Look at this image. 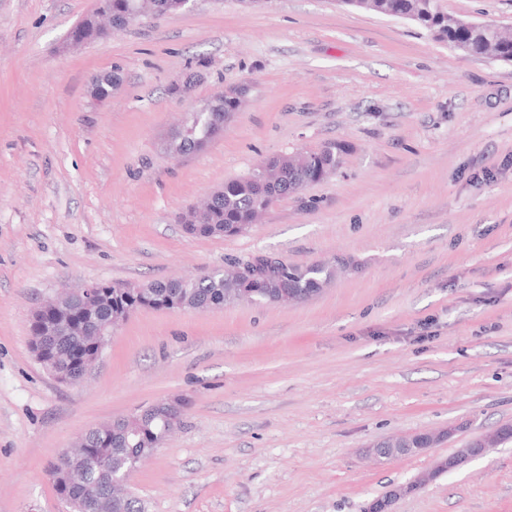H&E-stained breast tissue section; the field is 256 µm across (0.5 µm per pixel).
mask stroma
Listing matches in <instances>:
<instances>
[{"instance_id":"stroma-1","label":"stroma","mask_w":512,"mask_h":512,"mask_svg":"<svg viewBox=\"0 0 512 512\" xmlns=\"http://www.w3.org/2000/svg\"><path fill=\"white\" fill-rule=\"evenodd\" d=\"M96 0H0V512H70L46 475L89 428L184 400L126 479L144 512H512V62L338 0H196L80 45ZM512 31V0H440ZM104 102L90 97L110 73ZM183 92H174V85ZM242 103L172 155L188 112ZM341 141V170L233 237L178 217L261 161ZM266 256L349 270L310 300L142 308L77 384L34 358V312L69 288L146 284ZM453 428L376 460L371 444Z\"/></svg>"}]
</instances>
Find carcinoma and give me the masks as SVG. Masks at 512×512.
Segmentation results:
<instances>
[{"mask_svg": "<svg viewBox=\"0 0 512 512\" xmlns=\"http://www.w3.org/2000/svg\"><path fill=\"white\" fill-rule=\"evenodd\" d=\"M361 5L385 16L409 15L434 40L457 50L464 47L471 55L512 62L511 35L502 34L491 25L475 28L460 24L441 10L438 0H363ZM177 7V0H97V10L106 23L86 19L71 31L70 39L93 42L138 14L158 18ZM117 81L115 72L103 77L92 88L93 97H109ZM239 105L240 96L236 93L222 94L209 101L191 117L188 126L192 133L175 135L169 151L179 156L202 148ZM348 151L347 144L330 141L316 150L276 157L247 177L224 184L202 207L186 211L181 223L194 236H226L237 225L253 223L274 199L297 195L309 184L335 173ZM253 264L260 269V277L253 281L237 270L211 271L193 279L154 281L143 285L140 291L100 284L102 298L98 303L87 302L76 290L62 304L31 323L30 332L35 336L38 325L50 324L54 333L44 339V360L80 379L84 376V365L98 356V348L88 336L89 329L101 323L147 307L205 310L236 304L245 296L252 302L272 303L290 283L299 289L321 288L341 270L339 265L324 263L301 267L275 262L269 267L263 257L256 258ZM170 431V418L163 409L152 413L135 432L110 423L91 429L78 438V448L69 458L52 464L47 476L58 494L73 505L74 512H143L140 502L126 493L121 498H112V475L135 468L141 458L162 444Z\"/></svg>", "mask_w": 512, "mask_h": 512, "instance_id": "carcinoma-1", "label": "carcinoma"}]
</instances>
